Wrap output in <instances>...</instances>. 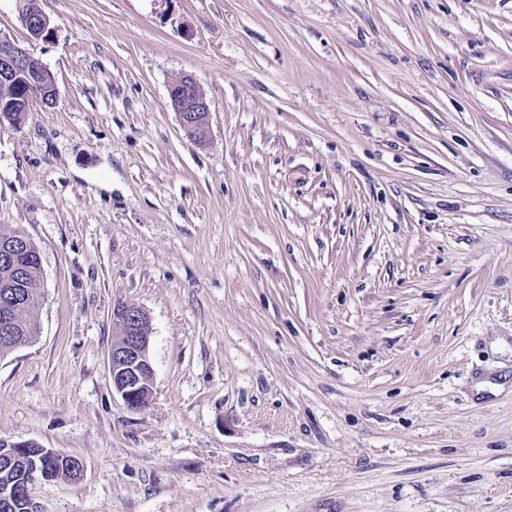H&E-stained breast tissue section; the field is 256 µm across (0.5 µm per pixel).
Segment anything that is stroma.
Masks as SVG:
<instances>
[{
  "label": "stroma",
  "instance_id": "obj_1",
  "mask_svg": "<svg viewBox=\"0 0 512 512\" xmlns=\"http://www.w3.org/2000/svg\"><path fill=\"white\" fill-rule=\"evenodd\" d=\"M42 8L33 41L0 0L59 90L0 123V226L43 266L0 438L82 460L47 512H512V0ZM170 105L177 112L187 137L203 144L208 133L210 101L191 76H182L169 84ZM113 318L118 327L108 356L112 390L130 410H144L153 400L148 317L139 306L122 304L114 309Z\"/></svg>",
  "mask_w": 512,
  "mask_h": 512
}]
</instances>
